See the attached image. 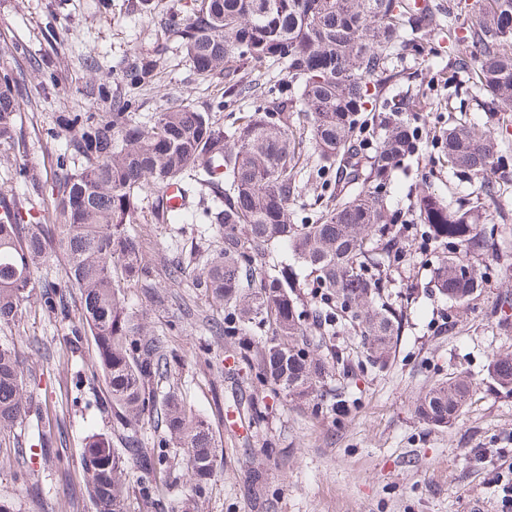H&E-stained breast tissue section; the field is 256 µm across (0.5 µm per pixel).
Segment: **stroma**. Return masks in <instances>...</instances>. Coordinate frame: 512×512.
I'll return each mask as SVG.
<instances>
[{"mask_svg": "<svg viewBox=\"0 0 512 512\" xmlns=\"http://www.w3.org/2000/svg\"><path fill=\"white\" fill-rule=\"evenodd\" d=\"M0 0V67L22 73L18 87L23 139L0 147V199L39 213L52 182L64 138H50L61 113L79 108L92 88V65L112 74L113 94H124L119 74L133 53L156 62L152 83L136 90L141 112L186 101L211 111L221 126L234 111L224 107V79L196 73L157 27L166 13L186 12L193 0ZM441 109L413 96L412 108L429 126L460 120L506 133L512 150V115L476 111L462 93L449 92L447 73H435ZM496 217L499 260L481 267L484 287L469 304L438 295L433 271L445 251L410 240L406 262L376 299L401 314V330L385 366L368 358L359 329L314 336L310 350L330 366L318 396L298 406L274 394L243 360L237 341L196 322L193 311L224 319V306L195 285L207 254L220 239L201 212L181 224L156 222L149 210L128 229L141 237L155 267L164 307L148 314L149 327L173 351L171 372L158 394L179 389L209 420L224 448L217 474L198 498V512H503L502 489L512 484V396L488 387L486 366L512 354V329L493 311L497 297L512 296V188L486 199ZM179 267L178 278L169 268ZM14 338L25 375L47 399L60 459L45 458L27 434L0 444V498L15 512H95L70 465L91 430L118 437L103 382L89 381L95 358L91 337L70 342L69 323L32 305L18 326H0ZM465 375L476 392L449 427L423 423L418 398L448 378Z\"/></svg>", "mask_w": 512, "mask_h": 512, "instance_id": "obj_1", "label": "stroma"}]
</instances>
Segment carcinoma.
<instances>
[{
    "label": "carcinoma",
    "mask_w": 512,
    "mask_h": 512,
    "mask_svg": "<svg viewBox=\"0 0 512 512\" xmlns=\"http://www.w3.org/2000/svg\"><path fill=\"white\" fill-rule=\"evenodd\" d=\"M199 74L222 75L224 107L252 101L248 113L221 127L211 113L173 103L142 120L134 96L110 98V76L99 78L97 99L59 117L69 132L67 153L51 183L54 224L39 232L33 214L5 207L0 222V325H16L36 295L34 270L52 251L66 256L64 283L80 292L74 342L89 334L96 349L90 378L105 384L120 443L100 432L82 442L76 461L95 512H132L129 473H168L184 465L194 487L205 486L224 453L205 416L175 390L162 401L163 450L143 448L140 429L156 406L154 383L168 375V346L147 334L121 289L140 287L144 301L161 304L153 267L126 224L142 208V193L157 191L159 212L168 185L188 178L219 186L211 213L224 241L196 280L228 308L226 336H246L268 323L273 341L259 352L261 382L295 404L318 394L329 376L326 361L311 354L307 337L347 323L361 326L374 362L390 356L398 315L372 307L388 273L405 258L410 224L424 225L431 247L448 251L434 271L439 294L469 302L483 287L477 267L498 258L495 239L479 227L483 202L466 210L422 189L406 209L388 199L394 171L426 150L418 119L402 99L381 98L394 76L393 59L415 55L436 36L435 15L415 0H195L189 12L159 20ZM448 42L464 53L448 62V87L470 75L477 109L512 112V0H455L448 5ZM156 61L143 54L127 61L121 80L134 90L155 76ZM112 99V111L98 102ZM384 135L374 137V128ZM21 130L17 80L0 72V146H15ZM442 161L480 189L506 166L495 135L478 124L455 123L439 134ZM221 171L214 178L215 171ZM319 183L327 198L318 208H293L301 178ZM375 239L372 250L364 242ZM286 248L297 265L278 257ZM323 290L322 306L307 321L301 302L309 283ZM43 303L62 318L69 306L54 292ZM490 383L512 393V355L487 365ZM475 386L455 377L430 389L417 404L428 425L448 426L464 413ZM31 426V441L51 447L50 419L30 389L15 343L0 340V433ZM173 447L174 453L165 451Z\"/></svg>",
    "instance_id": "carcinoma-1"
}]
</instances>
